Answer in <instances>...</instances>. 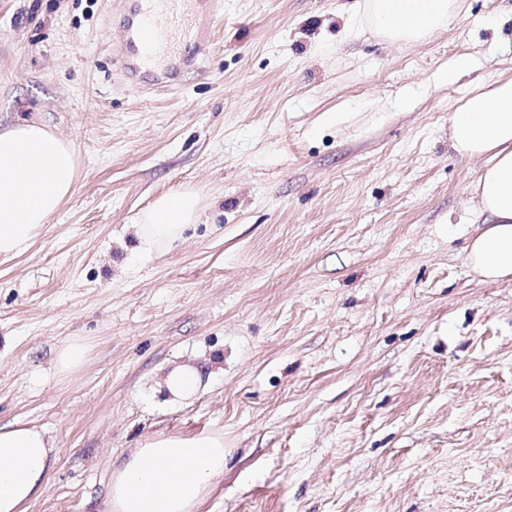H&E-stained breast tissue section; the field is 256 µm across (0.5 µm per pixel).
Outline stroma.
<instances>
[{"label": "stroma", "instance_id": "obj_1", "mask_svg": "<svg viewBox=\"0 0 512 512\" xmlns=\"http://www.w3.org/2000/svg\"><path fill=\"white\" fill-rule=\"evenodd\" d=\"M355 6L224 0L190 67L137 87L118 0H0V131L44 122L79 164L0 256V427L57 448L25 512H107L112 462L200 433L224 478L195 512H512V280L466 260L486 161L448 146L468 85L512 70V0L416 45L350 34ZM334 107L355 116L321 124ZM181 188L198 219L141 254L140 215ZM185 363L206 387L170 402ZM475 67L474 59L471 55L463 54L453 60L448 69L441 71L439 75L440 82H457L463 76L469 74ZM87 347L73 341L64 346L56 357V367L59 374L66 375L78 369L85 361Z\"/></svg>", "mask_w": 512, "mask_h": 512}]
</instances>
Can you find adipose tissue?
Here are the masks:
<instances>
[{
	"label": "adipose tissue",
	"mask_w": 512,
	"mask_h": 512,
	"mask_svg": "<svg viewBox=\"0 0 512 512\" xmlns=\"http://www.w3.org/2000/svg\"><path fill=\"white\" fill-rule=\"evenodd\" d=\"M461 0H361L355 29L392 43H418L447 27ZM448 143L459 156L488 158L472 187L486 225L468 247L470 267L489 279L512 277V76L477 82L448 118ZM78 160L71 142L41 122L0 131V255L25 253L50 216L72 195ZM195 192L157 198L139 218L143 252L178 238L198 216ZM171 401L186 402L203 388L200 369L181 364L164 376ZM56 461L45 431L0 428V512H24L40 497ZM224 475V440L216 435L147 440L113 466L106 486L110 512H191Z\"/></svg>",
	"instance_id": "ef3b65f1"
}]
</instances>
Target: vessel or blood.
<instances>
[{
  "instance_id": "vessel-or-blood-1",
  "label": "vessel or blood",
  "mask_w": 512,
  "mask_h": 512,
  "mask_svg": "<svg viewBox=\"0 0 512 512\" xmlns=\"http://www.w3.org/2000/svg\"><path fill=\"white\" fill-rule=\"evenodd\" d=\"M123 40L115 58L127 78L142 84L162 82L186 58L182 45L207 41L224 13V0H125Z\"/></svg>"
}]
</instances>
